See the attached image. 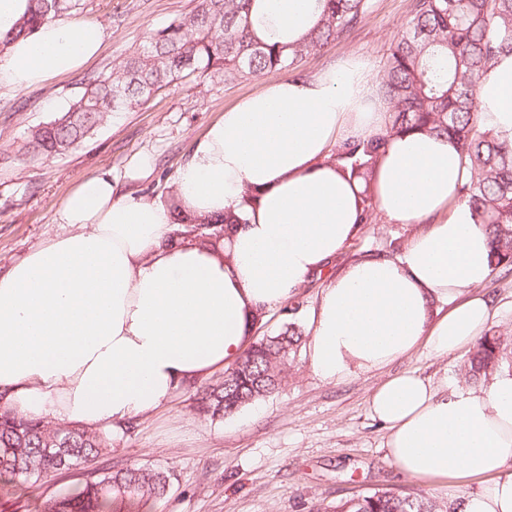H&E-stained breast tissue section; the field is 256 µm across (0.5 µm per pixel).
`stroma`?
<instances>
[{
  "mask_svg": "<svg viewBox=\"0 0 512 512\" xmlns=\"http://www.w3.org/2000/svg\"><path fill=\"white\" fill-rule=\"evenodd\" d=\"M409 5L410 0H371L361 24L303 58L290 76L312 75L350 55L367 58L374 72H381L391 44L406 27ZM193 6L194 0H78L65 17L103 27L101 56L44 87L22 93L0 89V271L68 232L54 215L85 178L105 173L119 196L171 201L175 171L195 141L225 108L261 87L257 77L185 80L135 110L108 114L76 150L35 161L22 156L31 129L62 112L82 79L130 56L152 32ZM414 230L373 216L330 266V274L378 253L402 254ZM480 292L492 302L491 329L512 331V273L492 274ZM463 359L460 352L434 357L420 349L381 371L329 382L314 372L303 346L276 391L223 420L198 413L202 383L187 386L130 432L113 435L112 462L169 473L164 498L148 501L139 512H310L312 505L378 488L455 503L464 490L482 486V479L455 488L400 472L369 400L382 381L402 372L460 387L457 368ZM89 477V467L83 466L22 484L13 495L0 497V512H41L47 499L75 492Z\"/></svg>",
  "mask_w": 512,
  "mask_h": 512,
  "instance_id": "obj_1",
  "label": "stroma"
}]
</instances>
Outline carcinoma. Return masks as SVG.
<instances>
[{
	"mask_svg": "<svg viewBox=\"0 0 512 512\" xmlns=\"http://www.w3.org/2000/svg\"><path fill=\"white\" fill-rule=\"evenodd\" d=\"M15 36H27L70 8L69 0H32ZM255 0H196L194 8L149 36L110 70L82 82L81 91L54 120L33 128L22 147L31 160L77 149L103 117L139 107L158 91L191 76L259 77L295 67L305 56L363 22L370 0H317L314 26L299 40L264 35ZM512 55V0H411L406 29L384 64L381 88L392 104L386 133L336 150L339 168L369 181L387 138L409 131L444 135L459 148L467 169L461 197L488 232L492 270L512 268V143L479 126L476 86L492 59ZM176 237L212 248L224 240V222L186 225ZM303 341L293 320L254 342L231 374L201 392L198 410L216 421L273 393ZM512 373V333L481 336L460 371L473 383ZM107 435L48 417L28 419L0 406V495L32 478H48L112 453ZM170 476L143 467L99 468L81 492L49 499L43 512H122L143 499H161ZM316 512H457L434 499L381 488Z\"/></svg>",
	"mask_w": 512,
	"mask_h": 512,
	"instance_id": "1",
	"label": "carcinoma"
}]
</instances>
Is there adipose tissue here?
<instances>
[{
	"label": "adipose tissue",
	"mask_w": 512,
	"mask_h": 512,
	"mask_svg": "<svg viewBox=\"0 0 512 512\" xmlns=\"http://www.w3.org/2000/svg\"><path fill=\"white\" fill-rule=\"evenodd\" d=\"M31 0H0V88L24 91L96 58L103 31L56 20L13 32ZM270 27L299 38L314 0H264ZM481 129L512 142V55L491 61L476 92ZM390 104L349 56L304 78H269L226 109L174 178L182 213L118 198L112 178L80 181L55 221L71 225L0 274V392L28 417L119 431L181 387L237 363L258 314L297 297L357 235L363 197L391 224L418 230L401 256L351 264L322 289L310 322L314 371L327 381L378 371L414 351L471 347L492 319L475 289L492 275L490 243L459 195L457 146L422 131L389 137L371 183L344 175L336 147L385 130ZM224 246L171 239L179 218L224 219ZM447 303L435 315L434 304ZM387 452L425 482L485 478L462 512H512V374L481 388L434 387L412 372L370 397Z\"/></svg>",
	"instance_id": "adipose-tissue-1"
}]
</instances>
